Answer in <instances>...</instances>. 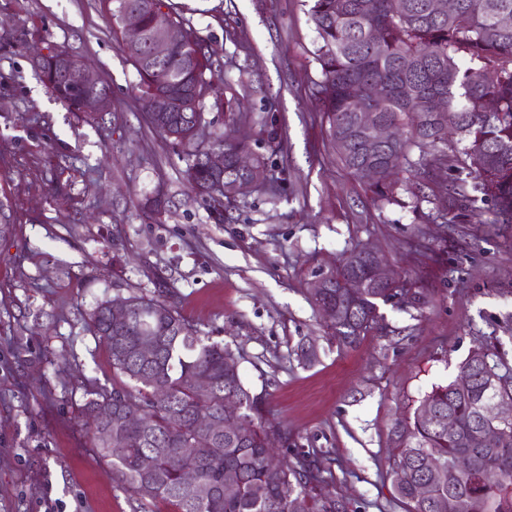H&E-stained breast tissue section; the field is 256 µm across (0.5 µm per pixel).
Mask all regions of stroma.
Wrapping results in <instances>:
<instances>
[{
	"label": "stroma",
	"instance_id": "stroma-1",
	"mask_svg": "<svg viewBox=\"0 0 512 512\" xmlns=\"http://www.w3.org/2000/svg\"><path fill=\"white\" fill-rule=\"evenodd\" d=\"M237 81L242 108L275 112L283 139L269 198L238 199L214 223L182 178L184 152L147 122L112 0H0V512H169L128 490L82 426L88 389L112 362L88 312L163 295L240 359L263 417L331 472L350 512H405L391 464L406 416L491 348L512 367V225L444 211L399 188L373 202L342 165L315 92L316 34L304 0H171ZM47 48L82 57L111 109L85 121L40 80ZM379 249L419 296L379 306L348 346L310 301L346 252Z\"/></svg>",
	"mask_w": 512,
	"mask_h": 512
}]
</instances>
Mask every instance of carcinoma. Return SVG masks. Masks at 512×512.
<instances>
[{"instance_id":"cac0c4a2","label":"carcinoma","mask_w":512,"mask_h":512,"mask_svg":"<svg viewBox=\"0 0 512 512\" xmlns=\"http://www.w3.org/2000/svg\"><path fill=\"white\" fill-rule=\"evenodd\" d=\"M429 0H309L308 14L317 34L315 60L320 78L315 83L328 134L343 166L357 178L371 163L379 177L367 183L378 200L395 201V188L404 185L419 201L432 196L448 202V212L425 215L442 221L448 233L470 217L486 212L489 224H512V26H499V17L512 15V0H456L449 15L434 17ZM112 19L119 23L125 10L142 15L150 29L152 14L164 9L178 29L181 42L155 67L128 54L139 77V100L149 124L186 151L185 176L190 188L208 206L209 217L224 223L233 202L214 190L220 175L198 162L204 152L224 151L227 165L251 150L247 140H234L221 129L202 121L197 133H188L181 112H153L146 95L181 87H199V110L213 91V61L195 29L172 11L170 0H113ZM380 25L375 44L368 37ZM378 86L381 95L370 106L379 119L400 130L389 147L397 162L389 170L382 154L365 156L351 133L353 94ZM55 96L73 112L79 94L68 83L52 86ZM447 103L441 114L430 111L433 97ZM490 97L497 110L488 117L480 101ZM267 148L283 149L277 118L261 117ZM351 138L338 145V135ZM457 136L448 147V136ZM350 250L330 273L329 297L343 313L332 325L345 344L357 342L378 318V302L400 294L395 284L369 283L348 298V279L365 270ZM129 315L122 322L109 317V301L89 314L93 334L112 359V390L87 391L85 414L91 445L108 461L119 481L133 491L144 482L153 484L152 499L172 506V512H339L336 501L323 493L329 484L325 469L309 452L278 456L269 447V431L262 421L260 402L245 388L238 356L226 345L210 340L164 299L134 295L127 299ZM157 339L153 360L143 363L134 353L141 336ZM231 361L234 369H226ZM470 381L455 379L426 392L402 430L403 448L393 460L394 493L406 512H438L441 501L461 505L460 512H512V419L498 421L485 415L494 401L512 403V370L483 348L462 363ZM209 379L202 391L196 379ZM235 393L242 405L243 423L212 441L198 444L207 434L195 426L201 409L224 412V395ZM431 415L422 417L421 408ZM111 411L112 446L98 443L97 413ZM453 414L460 422L454 432L438 424L439 416ZM491 431L493 442L477 441L478 428ZM459 453L479 463L477 474L453 472L449 464ZM191 462L199 480L212 494L199 499L180 474ZM233 470L238 488L224 491V472Z\"/></svg>"}]
</instances>
